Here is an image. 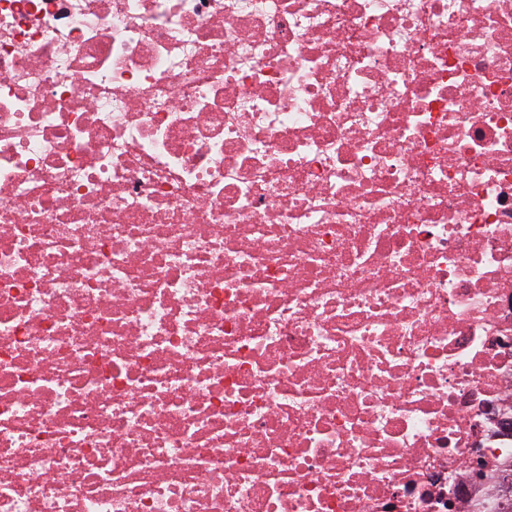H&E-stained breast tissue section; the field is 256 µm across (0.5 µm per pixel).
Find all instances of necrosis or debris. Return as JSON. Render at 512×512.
<instances>
[{"mask_svg":"<svg viewBox=\"0 0 512 512\" xmlns=\"http://www.w3.org/2000/svg\"><path fill=\"white\" fill-rule=\"evenodd\" d=\"M512 0H0V512H512Z\"/></svg>","mask_w":512,"mask_h":512,"instance_id":"obj_1","label":"necrosis or debris"}]
</instances>
